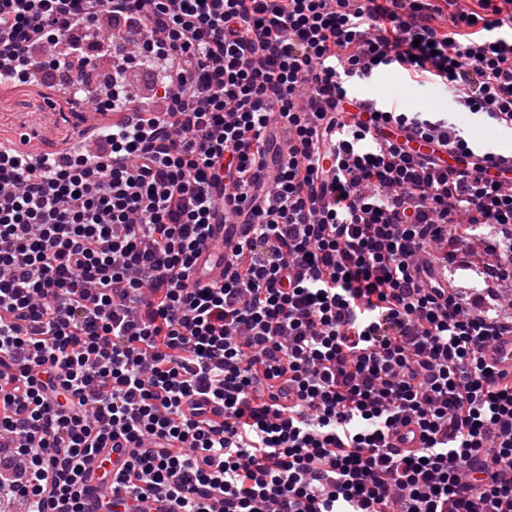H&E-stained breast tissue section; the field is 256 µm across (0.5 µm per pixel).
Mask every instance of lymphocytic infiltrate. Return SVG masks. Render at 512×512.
Masks as SVG:
<instances>
[{
  "mask_svg": "<svg viewBox=\"0 0 512 512\" xmlns=\"http://www.w3.org/2000/svg\"><path fill=\"white\" fill-rule=\"evenodd\" d=\"M107 15L128 49L105 106L142 119L60 165L0 141L11 493L85 512V465L121 435L113 492L179 512H512V376L482 357L512 321L416 275L431 244L445 266L482 228L512 236V185L447 119L352 93L397 69L511 132L512 0H0V65L25 83L68 66L70 31ZM135 61L165 120L135 101ZM385 126L473 162L413 156ZM220 212L248 233L208 283Z\"/></svg>",
  "mask_w": 512,
  "mask_h": 512,
  "instance_id": "lymphocytic-infiltrate-1",
  "label": "lymphocytic infiltrate"
}]
</instances>
